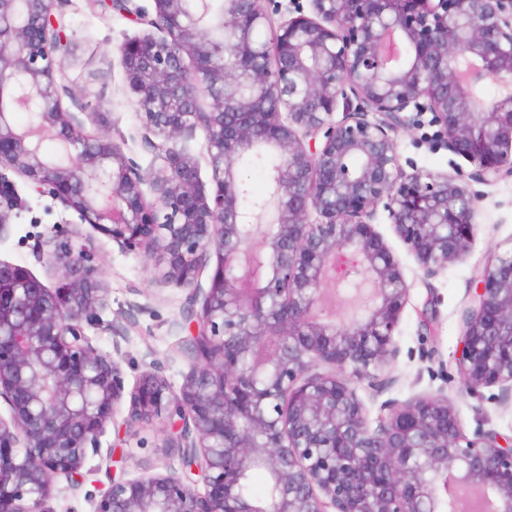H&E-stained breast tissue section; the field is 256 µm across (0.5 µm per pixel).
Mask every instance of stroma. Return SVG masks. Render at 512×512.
Segmentation results:
<instances>
[{
    "label": "stroma",
    "mask_w": 512,
    "mask_h": 512,
    "mask_svg": "<svg viewBox=\"0 0 512 512\" xmlns=\"http://www.w3.org/2000/svg\"><path fill=\"white\" fill-rule=\"evenodd\" d=\"M56 9L68 24L71 40L69 53L58 57L56 66L57 81L68 90L63 107L82 111L87 135L124 139L127 156L142 168L157 166L154 150L143 139L139 106L127 86L119 53L123 43L147 34V26L101 6L98 0H58ZM433 133L424 115L399 137L403 165L453 172L456 156L435 143ZM8 178L17 203L0 234V260L27 267L54 288L59 279L42 242L53 239L84 249L87 266L108 290L98 322L86 329L88 337L98 349L117 353L126 388H133L140 375L150 370L162 374L172 388H179L191 366L184 350L185 335L175 328L189 308L187 289L157 283L151 261L121 252L100 229L80 223L59 201L36 192L26 177L12 172ZM484 192L469 255L429 280L417 273L391 226L382 223L377 227L400 259L412 289L397 337L400 354L383 369L387 385L376 395L366 387L358 389L370 421H377L383 401L402 402L441 391L454 405L466 434L481 428L512 436V404L500 401L494 387L484 389L479 399L461 394L455 365L461 340L459 314L471 278L498 244L512 239V179L485 187ZM164 427L161 418L131 431L107 427L97 452L88 456L80 483L55 479L50 501L54 512H93L95 498L112 480L176 466V458L163 446Z\"/></svg>",
    "instance_id": "1"
}]
</instances>
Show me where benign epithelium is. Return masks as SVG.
<instances>
[{
    "label": "benign epithelium",
    "instance_id": "1",
    "mask_svg": "<svg viewBox=\"0 0 512 512\" xmlns=\"http://www.w3.org/2000/svg\"><path fill=\"white\" fill-rule=\"evenodd\" d=\"M54 2L0 0V168L153 261L200 308L186 316L192 365L179 389L146 371L123 417L121 363L84 332L107 301L84 250L51 252L62 288L0 260V512H54V478L82 475L109 422L162 413L164 447L200 483L114 480L94 512H459L475 491L512 512V439L468 438L442 392L386 400L374 426L357 394L383 386L411 290L374 221L385 217L429 279L467 254L478 187L512 177V0H224L220 41L205 0H154L152 14L111 0L153 29L119 49L159 159L147 171L62 107L55 58L68 45ZM490 78L501 92L486 104L473 90ZM32 103L64 161L14 123ZM408 112L430 113L435 140L470 170H406ZM199 130L210 195L185 146ZM265 154L275 220L259 237L268 201L248 202L239 166ZM349 279L371 285L373 304L323 320L327 287ZM471 303L463 391L495 386L511 401L512 247L488 257ZM256 470L269 489L249 502L240 489Z\"/></svg>",
    "mask_w": 512,
    "mask_h": 512
}]
</instances>
